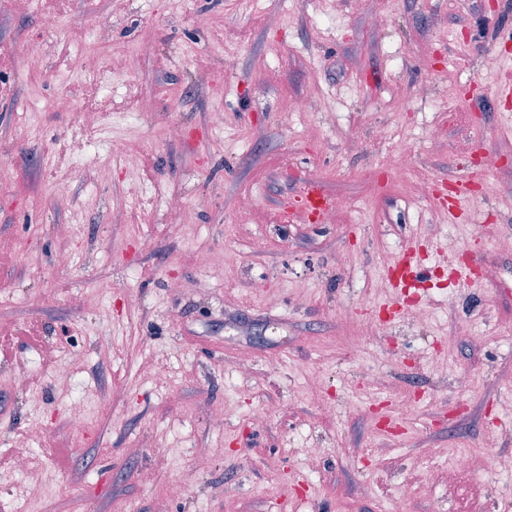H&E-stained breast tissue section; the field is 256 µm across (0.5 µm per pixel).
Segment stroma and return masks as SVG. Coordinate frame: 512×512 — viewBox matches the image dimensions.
<instances>
[{
    "label": "stroma",
    "mask_w": 512,
    "mask_h": 512,
    "mask_svg": "<svg viewBox=\"0 0 512 512\" xmlns=\"http://www.w3.org/2000/svg\"><path fill=\"white\" fill-rule=\"evenodd\" d=\"M510 74L512 0H0V512H432L418 494L431 459L481 457L489 433L512 458V252L447 202L458 177L504 168L482 218L512 235V98L496 96ZM61 94L76 111L54 107ZM312 95L319 111H292ZM110 139L135 168L99 157ZM311 181L340 200L334 219L278 221ZM407 248L428 285L396 292ZM452 263L474 287L447 278ZM396 293L431 319L393 317ZM346 310L387 324L374 378ZM464 375L474 388H456ZM409 396L424 403L403 420L391 401ZM28 435L33 497L13 462ZM165 442L182 455L157 454ZM498 481L438 493L465 512L480 491L498 512Z\"/></svg>",
    "instance_id": "35a3bbf8"
}]
</instances>
